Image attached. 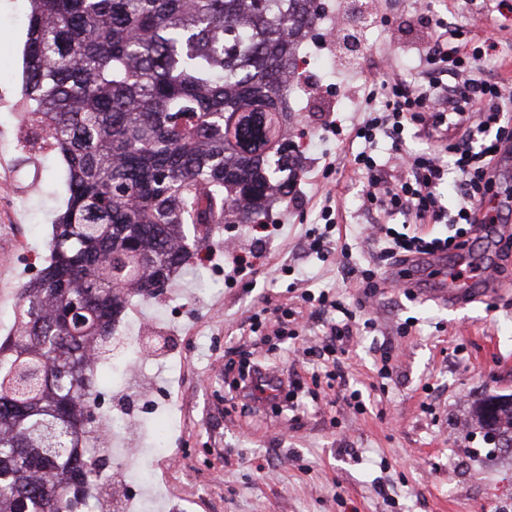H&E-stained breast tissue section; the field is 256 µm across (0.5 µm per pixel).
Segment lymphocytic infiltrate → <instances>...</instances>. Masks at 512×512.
Returning <instances> with one entry per match:
<instances>
[{
    "instance_id": "1",
    "label": "lymphocytic infiltrate",
    "mask_w": 512,
    "mask_h": 512,
    "mask_svg": "<svg viewBox=\"0 0 512 512\" xmlns=\"http://www.w3.org/2000/svg\"><path fill=\"white\" fill-rule=\"evenodd\" d=\"M471 41L465 28L435 21L419 55V64L431 73V80L415 86L383 87L382 106L354 130L355 137L369 143L379 136L390 139L402 169L401 174L392 175L371 155L362 152L354 158L355 165L368 174L365 204L375 216L373 232L384 235V255L395 264H406L413 255L460 249V239L474 217L488 225L512 222V189L498 188L495 174L498 150L512 146V123L503 113L502 82L476 78L483 51ZM444 73L454 78V85L441 82ZM415 123L451 130L447 158L402 151L404 133ZM452 171L458 175V200L453 205L440 190ZM399 216L422 224H445L453 233L429 239L399 232L391 226ZM276 230L273 224H257L253 243L225 246V280L233 282L254 273L262 257L260 243L272 238Z\"/></svg>"
}]
</instances>
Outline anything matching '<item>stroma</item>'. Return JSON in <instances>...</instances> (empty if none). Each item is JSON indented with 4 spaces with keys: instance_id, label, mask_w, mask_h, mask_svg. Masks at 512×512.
<instances>
[{
    "instance_id": "1",
    "label": "stroma",
    "mask_w": 512,
    "mask_h": 512,
    "mask_svg": "<svg viewBox=\"0 0 512 512\" xmlns=\"http://www.w3.org/2000/svg\"><path fill=\"white\" fill-rule=\"evenodd\" d=\"M322 18L304 43V82L289 98V135L312 142L301 153L294 199L274 206L271 223L280 234L264 245L265 260L252 279H224L227 239L251 242L252 227L220 232L199 288L195 266L181 270L163 292L134 297L115 330L118 352L144 337L145 347L166 337L159 358L143 355V377H124L102 364L98 395L113 412H124L135 396L158 386L166 397L154 416L140 414L130 439V460L157 505L169 512H512V452L487 444L471 417L475 402L512 394V233L468 238L474 262L494 264L495 275L481 297L451 306L414 289L384 288L360 306L362 269L382 280L398 274L416 279L419 270L382 261V242L369 236L362 194L367 181L355 170L360 140L324 134L322 101L310 100L307 84L336 104V118L351 128L365 105L353 88L384 79L410 84L424 75L404 52L423 46L426 19L410 0H370L373 16H387L361 45L360 66L322 54L330 24L345 26L336 0H321ZM430 16L493 38L481 78L512 74V21L497 11L476 14L470 0H431ZM26 0H0V336L11 330L21 287L43 266L45 243L68 198L66 165L42 149L19 123ZM429 16V17H430ZM334 165L322 178L325 165ZM338 209L334 250L328 258L306 253L308 229L322 227L325 195ZM329 292L337 302L317 318L302 317L293 337L259 340L244 321L245 310L283 305L304 310L303 291ZM352 314V336L342 366L331 358L304 356V347L328 340L332 324ZM411 322L408 335L400 323ZM389 364H382V351ZM277 359L296 395L281 396L243 414L225 362L243 354ZM389 377H381V366ZM343 370L347 390L359 391L363 409L343 400L334 385Z\"/></svg>"
}]
</instances>
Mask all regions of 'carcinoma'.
I'll list each match as a JSON object with an SVG mask.
<instances>
[{"instance_id": "obj_1", "label": "carcinoma", "mask_w": 512, "mask_h": 512, "mask_svg": "<svg viewBox=\"0 0 512 512\" xmlns=\"http://www.w3.org/2000/svg\"><path fill=\"white\" fill-rule=\"evenodd\" d=\"M23 121L67 165L45 265L0 339V512H72L105 337L225 224L293 193L283 143L313 0H28ZM78 306V319L62 311ZM512 437V403L497 407Z\"/></svg>"}]
</instances>
